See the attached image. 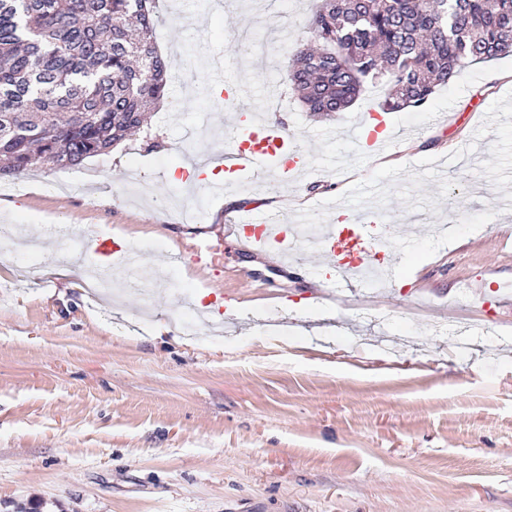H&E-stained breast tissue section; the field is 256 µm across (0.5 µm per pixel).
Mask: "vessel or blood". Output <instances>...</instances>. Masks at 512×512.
Instances as JSON below:
<instances>
[{"instance_id": "obj_1", "label": "vessel or blood", "mask_w": 512, "mask_h": 512, "mask_svg": "<svg viewBox=\"0 0 512 512\" xmlns=\"http://www.w3.org/2000/svg\"><path fill=\"white\" fill-rule=\"evenodd\" d=\"M244 95L241 85H229L225 95L228 106L225 147L220 153L208 154L205 162L194 167L196 182L206 193L223 194L225 184H240L271 171L285 177L310 167L308 155L297 148L287 127L275 114L261 116L237 107V99ZM350 143L354 151L361 153L369 150L381 153L395 147L388 122L377 112L364 114L359 123V133L351 137ZM211 165L223 170L224 181L208 180L205 170ZM370 219V212L360 208L354 220L324 225L314 251L322 259L320 270L328 283L349 285L358 282L360 271L370 266L384 273L394 268L396 255L386 243H379L377 251L369 259L352 247L367 229ZM296 231V225L280 218L260 221L248 218L238 226V232L248 247L280 256L293 251L292 239ZM90 245L99 265L106 270L111 268L112 258L116 255L131 265L144 259L143 252L136 246L117 237H98L92 239Z\"/></svg>"}]
</instances>
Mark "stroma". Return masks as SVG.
<instances>
[{
    "instance_id": "1",
    "label": "stroma",
    "mask_w": 512,
    "mask_h": 512,
    "mask_svg": "<svg viewBox=\"0 0 512 512\" xmlns=\"http://www.w3.org/2000/svg\"><path fill=\"white\" fill-rule=\"evenodd\" d=\"M318 2L159 0L169 89L150 139L0 192V224L46 244L27 264L0 244V512H512V56L390 113L394 153L359 154L342 130L381 91L326 119L288 79ZM218 62L251 86L241 106L278 88L311 172L215 198L188 184L186 156L225 145L224 102L188 79ZM359 204L397 253L372 287H328L314 253H254L234 231ZM86 227L182 254L174 285L117 263L84 292L96 259L61 246ZM203 243L217 272L190 261ZM201 297L221 329L197 321Z\"/></svg>"
}]
</instances>
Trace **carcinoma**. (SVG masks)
Wrapping results in <instances>:
<instances>
[{"mask_svg": "<svg viewBox=\"0 0 512 512\" xmlns=\"http://www.w3.org/2000/svg\"><path fill=\"white\" fill-rule=\"evenodd\" d=\"M152 0H0V179L75 168L139 133L167 93ZM289 79L329 116L382 90L423 110L465 67L512 56V0H321Z\"/></svg>", "mask_w": 512, "mask_h": 512, "instance_id": "carcinoma-1", "label": "carcinoma"}]
</instances>
